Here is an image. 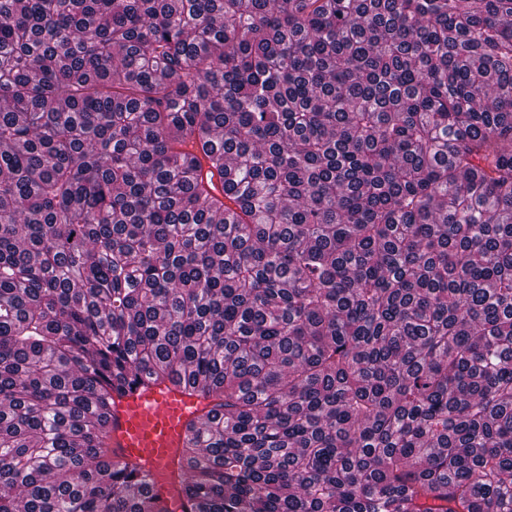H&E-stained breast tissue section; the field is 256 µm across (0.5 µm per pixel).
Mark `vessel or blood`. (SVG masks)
Returning <instances> with one entry per match:
<instances>
[{
  "mask_svg": "<svg viewBox=\"0 0 512 512\" xmlns=\"http://www.w3.org/2000/svg\"><path fill=\"white\" fill-rule=\"evenodd\" d=\"M211 406L195 391L147 380L113 399L106 444L115 457L143 464L166 512H186L175 491L180 450Z\"/></svg>",
  "mask_w": 512,
  "mask_h": 512,
  "instance_id": "obj_1",
  "label": "vessel or blood"
}]
</instances>
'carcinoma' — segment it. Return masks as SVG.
Segmentation results:
<instances>
[{"instance_id":"1","label":"carcinoma","mask_w":512,"mask_h":512,"mask_svg":"<svg viewBox=\"0 0 512 512\" xmlns=\"http://www.w3.org/2000/svg\"><path fill=\"white\" fill-rule=\"evenodd\" d=\"M512 512V0H0V512ZM211 407V400L195 391L147 379L113 395L106 444L115 458L142 462L164 510H188L175 492L180 448L188 428Z\"/></svg>"}]
</instances>
